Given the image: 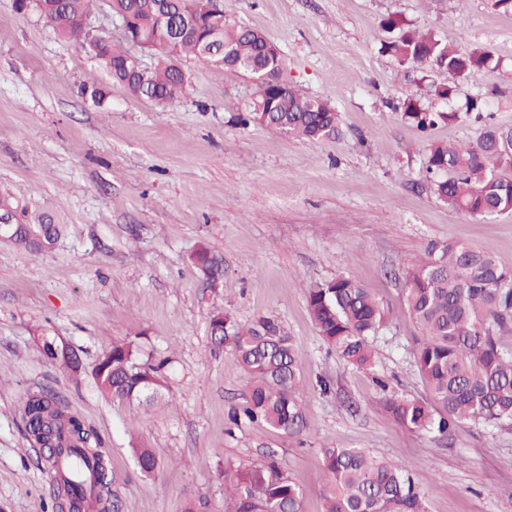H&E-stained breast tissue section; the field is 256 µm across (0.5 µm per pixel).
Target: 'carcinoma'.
Instances as JSON below:
<instances>
[{
    "label": "carcinoma",
    "mask_w": 512,
    "mask_h": 512,
    "mask_svg": "<svg viewBox=\"0 0 512 512\" xmlns=\"http://www.w3.org/2000/svg\"><path fill=\"white\" fill-rule=\"evenodd\" d=\"M96 0H44V19L63 39L89 41L82 19L91 15ZM111 12L130 16L136 29H150L163 14L175 18L188 9L187 0H107ZM384 28L395 36L385 43L402 64L431 66L450 76L435 88V96L449 98L456 80L485 69L490 58L480 51L461 54L429 31L417 30L389 18ZM219 45L229 61L213 63L219 72L247 73L255 67L274 76L283 59H270L259 32L224 25ZM208 40L184 33L174 41L160 40L153 51L157 63L146 81L136 73L131 51L109 37L96 42L97 55L113 80L134 96L167 103L187 89L185 75L173 57L192 54L201 59ZM251 111L238 117L243 124L256 121L267 107L270 87L255 84ZM467 112H432L411 100L403 116L428 130L441 122H454ZM264 125L292 137L332 139L340 134L339 114L330 102L300 94L286 85L277 94L276 111ZM426 173L433 190L448 207L473 217L488 219L512 213V130L485 126L473 144L432 143L426 154ZM60 235L57 224H29L10 236L9 242L33 251L50 249ZM405 302L420 326L423 340L415 354L416 365L429 397H385V407L404 427L444 437L461 423L512 424V266L465 242H450L431 250L428 259L408 272ZM308 303L319 335L346 362L366 365L371 348L387 317L372 289L354 277L340 275L308 290ZM211 344L231 351L252 382L243 418L261 420L287 436L307 426L300 389V351L281 322L260 317L241 327L231 316L210 318ZM164 363H142L131 342L112 345L95 368L99 388L112 400L129 406H154L165 398ZM26 427L38 445L66 447L91 468L90 490L101 512H123L117 489L110 488L98 434L83 419L63 411L55 397L40 393L25 405ZM141 472L151 474L160 462L148 448L134 449ZM324 512H427L421 491L409 471L394 462L377 459L359 448H326L323 453ZM53 512H79L85 497L81 486L56 478ZM227 512H301L302 491L274 461L237 470L225 483Z\"/></svg>",
    "instance_id": "carcinoma-1"
}]
</instances>
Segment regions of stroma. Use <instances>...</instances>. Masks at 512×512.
<instances>
[{
  "mask_svg": "<svg viewBox=\"0 0 512 512\" xmlns=\"http://www.w3.org/2000/svg\"><path fill=\"white\" fill-rule=\"evenodd\" d=\"M213 4L280 49L289 85L332 104L336 139L241 125L251 82L191 55L180 60L184 97L136 98L88 48L0 0V201L19 223L61 227L40 253L0 243V512H52L51 472L23 414L41 391L98 433L125 512H224L225 478L270 457L301 489L302 512H323L327 448L406 466L428 512H512V425L464 424L433 439L384 407L390 392L427 395L408 271L451 241L512 263V214L482 220L449 208L424 165L431 143H475L488 122L512 129V14L490 0ZM390 16L491 63L437 98L446 73L385 49ZM86 82L108 89L104 103L82 93ZM471 99L482 119L424 133L403 116L410 100L460 112ZM339 275L371 288L388 315L366 367L338 357L310 315L309 288ZM218 312L242 325L273 317L293 336L301 434L232 422L251 382L231 351H212ZM47 339L73 350L78 369L47 357ZM124 341L139 360L168 359L160 404H119L98 387L100 356ZM137 448L159 459L155 474L140 472Z\"/></svg>",
  "mask_w": 512,
  "mask_h": 512,
  "instance_id": "35a3bbf8",
  "label": "stroma"
}]
</instances>
